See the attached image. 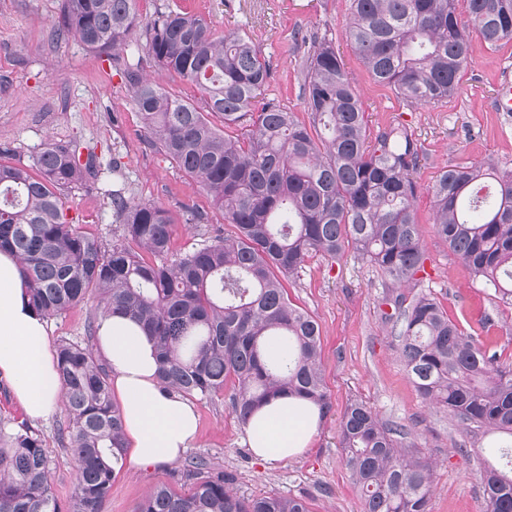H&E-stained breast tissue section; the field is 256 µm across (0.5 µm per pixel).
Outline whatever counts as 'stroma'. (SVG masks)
<instances>
[{"label": "stroma", "instance_id": "obj_1", "mask_svg": "<svg viewBox=\"0 0 512 512\" xmlns=\"http://www.w3.org/2000/svg\"><path fill=\"white\" fill-rule=\"evenodd\" d=\"M169 5L205 17L220 34L249 31L271 62L264 98L279 101L304 123L309 120L302 97L306 40L317 35L332 41L363 103L368 132L401 122L421 145L414 173L415 210L426 257L414 285L404 289L350 250L334 262L318 254L307 258L287 288L293 303L320 327L331 413L321 419L301 454L270 465L247 444L227 395L198 400L199 433L189 455L236 470L237 489L250 498L300 496L312 512H364L336 436L345 407L358 401L383 421L411 426L404 448L433 466L431 512H485L477 456L457 451L460 434L454 421L419 396L383 316L391 312L397 294H432L465 334L494 343L501 360L512 362V303L485 288L436 234L429 190L446 167L484 160L512 163V116L492 109L498 85L512 72V41L492 49L472 35L473 62L460 73L456 94L442 104L411 106L389 86L375 82L351 46L345 34L350 0H141L139 9L150 19ZM59 8L60 0H0V147H9V161L31 167L47 142L75 144L81 153L93 154L98 180L66 191L65 209L68 219L106 241L114 240L120 228L104 192L121 187L131 198L170 212L174 251L191 249L201 234L230 232L206 192L149 143L121 66L76 37L52 40ZM189 208L203 213L204 223H186ZM49 323L52 342L67 338L95 343L89 328L97 320L89 306L73 307ZM64 421L59 410L34 428L44 439L52 460L53 491L65 508L76 479L55 436ZM182 470L179 460L143 467L124 463L112 482L105 512H135L160 483L187 490L190 483Z\"/></svg>", "mask_w": 512, "mask_h": 512}]
</instances>
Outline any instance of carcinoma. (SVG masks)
Returning <instances> with one entry per match:
<instances>
[{
	"instance_id": "carcinoma-1",
	"label": "carcinoma",
	"mask_w": 512,
	"mask_h": 512,
	"mask_svg": "<svg viewBox=\"0 0 512 512\" xmlns=\"http://www.w3.org/2000/svg\"><path fill=\"white\" fill-rule=\"evenodd\" d=\"M140 0H61L54 32L77 37L113 62L142 29L148 56L194 85L204 107L123 62L132 102L150 141L211 197L229 235H204L171 253L173 219L161 206L112 194L121 238L113 243L69 222L63 192L97 177L78 145L47 143L32 169L4 161L0 148V251L17 257L30 304L46 318L95 296L100 316L137 321L152 336L158 379L184 397L210 399L231 386L233 413L246 422L260 406L288 395L326 415L332 401L321 368L317 322L291 303L281 278L311 254L332 260L349 247L392 281L423 269L412 173L421 148L403 124L367 134L362 102L332 42L314 39L302 95L310 124L278 101L259 99L269 60L244 31L218 34L181 9L146 21ZM351 0L347 38L371 77L412 105H435L457 91L472 63L476 31L493 47L512 40V0ZM221 119L218 128L208 116ZM237 127L239 135L225 129ZM434 226L472 274L512 300V166L492 160L440 171L429 188ZM420 396L448 411L461 452L482 456L486 512H512V362L465 334L434 296H398L385 316ZM272 339L293 358L267 356ZM66 422L58 442L72 458L77 488L67 512H103L127 442L108 375L77 342L57 347ZM405 424L386 423L352 402L338 424L342 460L365 512H429L433 471L401 449ZM499 435L492 450L478 437ZM52 461L39 432L0 418V512H62ZM187 491L151 488L137 512H310L298 497L246 498L237 474L190 457Z\"/></svg>"
}]
</instances>
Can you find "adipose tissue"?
Returning a JSON list of instances; mask_svg holds the SVG:
<instances>
[{"instance_id": "1", "label": "adipose tissue", "mask_w": 512, "mask_h": 512, "mask_svg": "<svg viewBox=\"0 0 512 512\" xmlns=\"http://www.w3.org/2000/svg\"><path fill=\"white\" fill-rule=\"evenodd\" d=\"M95 344L112 372L133 464L178 459L198 433L193 405L165 391L157 378L155 345L129 318L99 320ZM0 371L12 376L15 394L35 420L48 418L62 400L49 326L28 302L17 258L0 252ZM321 416L316 406L283 396L257 409L246 425L249 445L269 464L287 461L306 448Z\"/></svg>"}]
</instances>
